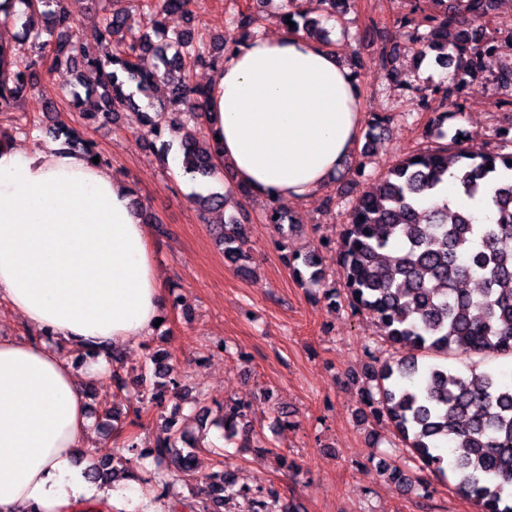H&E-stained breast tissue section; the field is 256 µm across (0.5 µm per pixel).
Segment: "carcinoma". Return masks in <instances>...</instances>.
Masks as SVG:
<instances>
[{"mask_svg": "<svg viewBox=\"0 0 512 512\" xmlns=\"http://www.w3.org/2000/svg\"><path fill=\"white\" fill-rule=\"evenodd\" d=\"M25 17L21 33L31 43V53L23 58L8 44L0 43V112H15L28 94L42 91L40 72L53 74L65 69L78 74L84 69L94 74L85 93L71 90L74 109L85 104L83 96H96L100 104L80 116L101 126L111 124L122 112L139 117L143 134L161 141L169 154L171 143L163 140L161 129L153 126L147 113L140 111L134 92L147 94L150 86L162 81L170 96L161 105L184 115L176 119L178 147L184 173L190 179H217L215 147L204 132L200 109L205 88L192 83L196 69H218L229 45L224 37L206 42L189 27L168 25L170 19L190 14L189 0H143L146 30L128 28L122 0H91L103 15L95 31L97 41L107 48L90 57L84 53L83 33L65 0H16ZM266 0H252L233 22L249 37ZM497 0H432L434 9L413 24L412 43L418 54L434 52L437 66L449 71L454 88L460 89L483 74L484 57L501 51V44L486 34V25ZM294 29L308 38L330 44L314 19L298 21ZM158 65L144 71L139 59L146 53ZM504 91L499 107L512 112V60L496 75ZM420 106L434 113L428 134L437 145L416 150L387 167L366 194L348 207L337 245V261L351 311L367 314L376 321L384 339L405 355L391 358L371 371L362 402L371 415L386 421L395 436L408 449L418 470L446 475L455 492L474 501L477 512H512L503 505V483L512 481V379L504 381L493 369L453 371L436 358L450 353L504 354L512 356V140L484 153L473 154L458 147L456 130L443 129L448 121V88L441 85L421 97ZM50 134L60 145L80 151L107 166L109 161L95 143L85 139L73 126L55 122ZM452 173L460 190L473 198L492 192L496 217L478 224L466 209L443 200L422 209L417 195L430 193ZM228 195L197 193L191 202L203 209L221 210ZM265 221L285 233L288 203L268 202ZM249 214L242 210L213 228V235L224 250V259L237 268L251 271L246 250L244 224ZM300 283H319L324 273L312 254L302 266L292 267ZM112 363V385L125 386L124 367L117 351L106 352ZM153 368L141 369V394L130 422L123 414L103 409L98 427L118 436L125 455L99 459L92 449L80 454L92 461L88 476L105 482L123 474L144 485L149 502L164 503L172 494L170 469L189 474L196 482L191 501H179L190 512H222L224 500L241 497L248 512H292L274 487L250 489L236 484L228 464L215 462L207 473L196 471V451L200 444L175 428L179 414L180 382L169 366L170 356L155 353ZM171 417H166L167 407ZM156 410L164 421L162 435L146 449L132 431L142 414ZM247 407L224 402L213 425L232 441L247 428ZM149 459L152 476L143 478L134 466Z\"/></svg>", "mask_w": 512, "mask_h": 512, "instance_id": "cac0c4a2", "label": "carcinoma"}]
</instances>
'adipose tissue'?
I'll return each mask as SVG.
<instances>
[{"mask_svg": "<svg viewBox=\"0 0 512 512\" xmlns=\"http://www.w3.org/2000/svg\"><path fill=\"white\" fill-rule=\"evenodd\" d=\"M219 167L256 197L317 195L355 151L363 92L335 52L283 28L225 54L207 82ZM131 187L82 152L0 143V299L51 342L0 337V512H84L134 481L88 483L74 450L90 430L82 379L104 358L72 351L144 339L167 295Z\"/></svg>", "mask_w": 512, "mask_h": 512, "instance_id": "adipose-tissue-1", "label": "adipose tissue"}]
</instances>
